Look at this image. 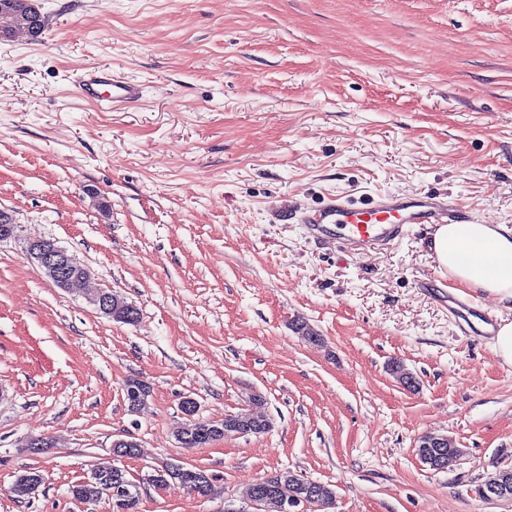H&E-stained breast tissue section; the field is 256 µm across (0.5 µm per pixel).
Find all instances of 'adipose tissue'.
Here are the masks:
<instances>
[{"mask_svg": "<svg viewBox=\"0 0 512 512\" xmlns=\"http://www.w3.org/2000/svg\"><path fill=\"white\" fill-rule=\"evenodd\" d=\"M430 249L439 268L461 287L512 303V226L437 224Z\"/></svg>", "mask_w": 512, "mask_h": 512, "instance_id": "adipose-tissue-1", "label": "adipose tissue"}]
</instances>
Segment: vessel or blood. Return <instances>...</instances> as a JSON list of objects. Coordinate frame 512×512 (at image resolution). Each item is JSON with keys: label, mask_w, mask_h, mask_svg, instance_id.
<instances>
[{"label": "vessel or blood", "mask_w": 512, "mask_h": 512, "mask_svg": "<svg viewBox=\"0 0 512 512\" xmlns=\"http://www.w3.org/2000/svg\"><path fill=\"white\" fill-rule=\"evenodd\" d=\"M77 89L82 96L112 111L133 106L141 97L138 84L118 77L105 66L83 72ZM463 220L448 202L429 192L388 195L362 207L348 198L333 197L303 216L304 223L321 236L363 255L397 242L408 225L457 224Z\"/></svg>", "instance_id": "b4317fda"}]
</instances>
